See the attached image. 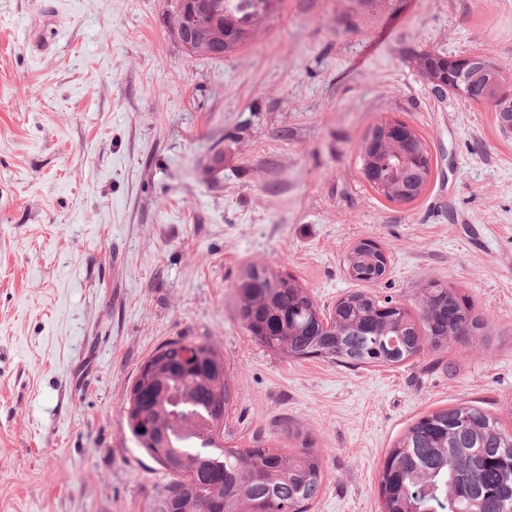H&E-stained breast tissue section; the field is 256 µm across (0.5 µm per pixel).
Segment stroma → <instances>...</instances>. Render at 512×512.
<instances>
[{
  "instance_id": "obj_1",
  "label": "stroma",
  "mask_w": 512,
  "mask_h": 512,
  "mask_svg": "<svg viewBox=\"0 0 512 512\" xmlns=\"http://www.w3.org/2000/svg\"><path fill=\"white\" fill-rule=\"evenodd\" d=\"M174 0H0V512H151L168 481L125 426L140 365L205 340L235 401L224 442L295 447L328 473L310 512H379L378 470L425 413L512 405V132L434 97L418 54L482 53L512 71V0H279L249 46L192 54ZM428 143L408 204L365 179L385 119ZM224 168L202 172L209 154ZM418 306L428 282L486 324L395 367L294 361L236 318L248 265L294 275L320 307L357 281ZM368 254L369 253L367 252H359L354 248L352 251H350L346 258V267L348 270V275L352 279L365 283H373L376 281L373 278H369L367 275H361L362 272L370 273V266L367 265L368 260L365 258V256ZM350 268H352L357 274H354Z\"/></svg>"
}]
</instances>
